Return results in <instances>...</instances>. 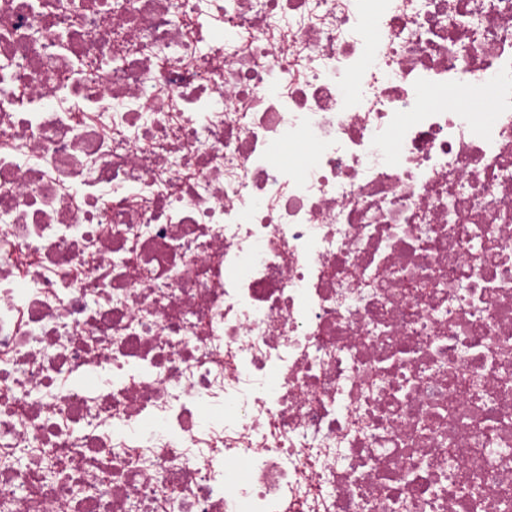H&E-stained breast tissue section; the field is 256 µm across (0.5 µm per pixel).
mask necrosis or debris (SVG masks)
<instances>
[{"instance_id":"1","label":"necrosis or debris","mask_w":512,"mask_h":512,"mask_svg":"<svg viewBox=\"0 0 512 512\" xmlns=\"http://www.w3.org/2000/svg\"><path fill=\"white\" fill-rule=\"evenodd\" d=\"M0 512H512V0H0Z\"/></svg>"}]
</instances>
